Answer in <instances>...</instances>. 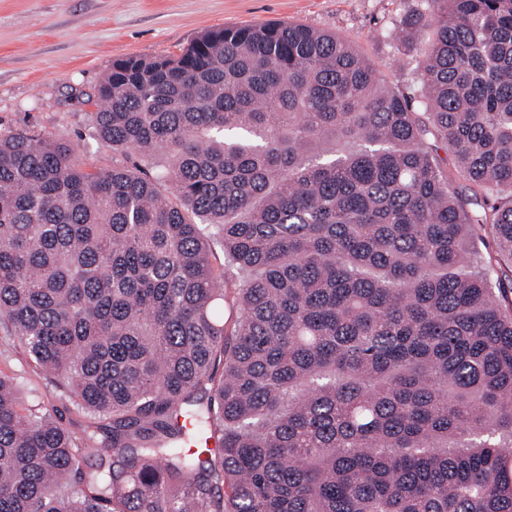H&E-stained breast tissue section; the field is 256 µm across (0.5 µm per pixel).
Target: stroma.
I'll return each mask as SVG.
<instances>
[{
  "label": "stroma",
  "instance_id": "1",
  "mask_svg": "<svg viewBox=\"0 0 512 512\" xmlns=\"http://www.w3.org/2000/svg\"><path fill=\"white\" fill-rule=\"evenodd\" d=\"M423 0H0V132L24 131L65 142L87 168L112 164L99 141L93 105L74 91L94 92L113 61L179 53L204 32L277 21L345 38L391 85L417 87V57L390 37ZM0 374L18 384L23 407L61 413L76 439L93 431L76 406L62 407L60 388L0 329Z\"/></svg>",
  "mask_w": 512,
  "mask_h": 512
}]
</instances>
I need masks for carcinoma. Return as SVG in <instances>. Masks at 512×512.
I'll use <instances>...</instances> for the list:
<instances>
[{
  "label": "carcinoma",
  "mask_w": 512,
  "mask_h": 512,
  "mask_svg": "<svg viewBox=\"0 0 512 512\" xmlns=\"http://www.w3.org/2000/svg\"><path fill=\"white\" fill-rule=\"evenodd\" d=\"M416 26L415 94L333 33L225 27L112 63L110 168L0 134V323L110 438L0 375V512H512V268L478 248L512 264V0Z\"/></svg>",
  "instance_id": "carcinoma-1"
}]
</instances>
